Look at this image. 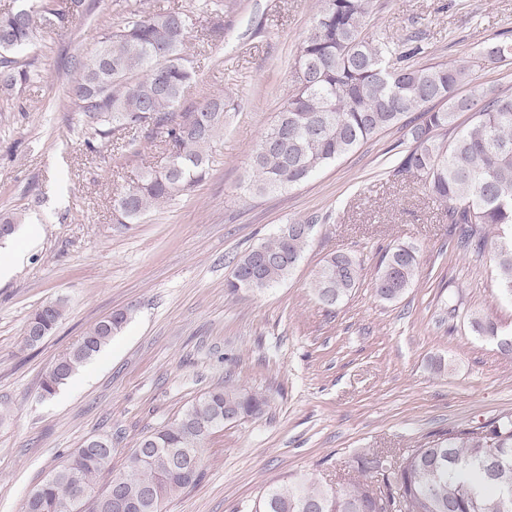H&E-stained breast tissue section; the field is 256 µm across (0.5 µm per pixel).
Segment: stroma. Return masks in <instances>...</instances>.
Returning <instances> with one entry per match:
<instances>
[{
    "label": "stroma",
    "instance_id": "35a3bbf8",
    "mask_svg": "<svg viewBox=\"0 0 512 512\" xmlns=\"http://www.w3.org/2000/svg\"><path fill=\"white\" fill-rule=\"evenodd\" d=\"M175 2L208 32L186 48L196 77L179 106L222 97L225 125L207 150L208 176L137 224L113 216L114 198L141 166L125 151L130 131L95 136L69 94L80 62L123 26L135 0H86L71 27L41 30L10 55L31 78L0 92V216L19 221L0 257L24 254L0 282V512H22L63 454L92 435L114 438L112 466L96 479L105 488L142 436L228 377L267 393L270 405L208 437L201 482L164 512H245L292 476L336 488L358 454L396 456L436 432L512 412V357L469 324L476 311L512 332V303L490 276L494 249H457L438 203L396 174L403 129L291 189L246 188L251 154L295 86L321 0H224L219 17L204 12V0ZM367 25L397 44L419 36L415 65L465 64L475 86L512 95V59L482 58L489 43L512 40V0H372ZM306 220L314 231L287 280L228 294L232 257ZM395 244L416 248L419 272L388 303L372 281ZM338 252L364 265L358 288L330 310L311 285ZM58 297L67 308L54 333L25 346L28 316ZM123 309L131 317L112 342L42 397L56 362Z\"/></svg>",
    "mask_w": 512,
    "mask_h": 512
}]
</instances>
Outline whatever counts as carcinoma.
Listing matches in <instances>:
<instances>
[{"label": "carcinoma", "mask_w": 512, "mask_h": 512, "mask_svg": "<svg viewBox=\"0 0 512 512\" xmlns=\"http://www.w3.org/2000/svg\"><path fill=\"white\" fill-rule=\"evenodd\" d=\"M84 0H28L0 13V51L31 44L40 27L63 28L83 15ZM371 0H322L296 59V87L274 124L260 138L251 157L248 183L254 195L286 190L396 125L407 129L410 146L396 173L415 178L427 195L444 207V217L458 231V247L481 251L494 237L495 276L500 293L512 298V96H492L476 89L459 98L457 87L471 80L464 64L415 66L423 52L418 39L392 46L365 32ZM192 18L171 6L141 3L124 25L104 35L80 63L70 94L96 134L150 127L174 144L160 168L142 171L137 184L114 200L117 223L137 224L156 203L184 194L209 173L206 154L224 127V99L189 112H174L194 71L185 53ZM512 44L487 48L492 62L507 60ZM30 79L29 71L0 56V90L11 91ZM444 100L434 110L429 103ZM474 112L475 122L449 142L440 132L455 113ZM281 228L272 237L235 256L225 288L231 294L272 288L293 272L311 233ZM419 267L416 249L395 245L382 255L372 287L382 301L399 300L413 285ZM362 261L334 253L317 270L313 290L319 303L338 306L359 284ZM67 307L57 298L36 309L25 326L28 347L51 335ZM131 318L114 311L95 322L49 371L42 396L54 395L93 356L101 352ZM473 332L498 335L499 326L477 313ZM269 396L226 380L192 402L182 415L143 437L126 458L121 481L140 499L139 512H163L173 497L195 488L203 475L204 442L224 428L227 410L240 419H256ZM198 452L186 472L173 450ZM500 449L503 464L488 465L487 449ZM112 439L91 437L66 455L24 503L23 512H111L108 490L95 480L112 464ZM359 476L339 489L305 477L290 478L266 489L251 512H384L368 479L381 477L390 504L401 499L405 512H512V412H503L482 430L457 428L420 443L388 468L376 452L356 458Z\"/></svg>", "instance_id": "obj_1"}]
</instances>
